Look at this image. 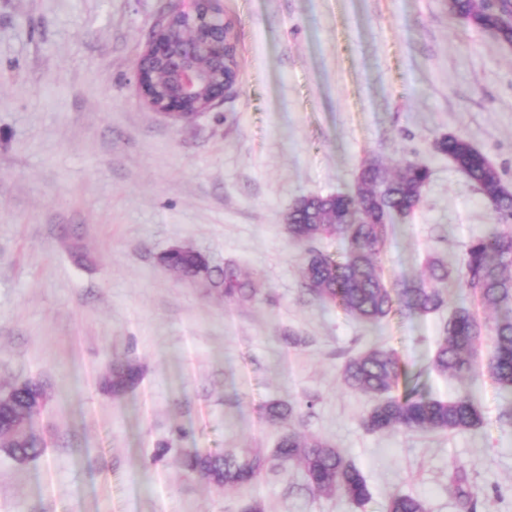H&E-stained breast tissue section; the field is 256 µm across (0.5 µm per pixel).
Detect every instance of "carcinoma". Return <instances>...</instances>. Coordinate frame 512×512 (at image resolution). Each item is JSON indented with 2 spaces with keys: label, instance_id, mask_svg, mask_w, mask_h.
Here are the masks:
<instances>
[{
  "label": "carcinoma",
  "instance_id": "cac0c4a2",
  "mask_svg": "<svg viewBox=\"0 0 512 512\" xmlns=\"http://www.w3.org/2000/svg\"><path fill=\"white\" fill-rule=\"evenodd\" d=\"M449 14L459 21L484 30H494L500 40L512 44V4L507 0H452ZM435 150L448 156L488 200L495 223L467 245L459 265L435 257L427 274L414 280L389 285L382 276L380 255L393 224L409 217L419 205L430 180L427 166L407 161L395 174L376 159L363 162L352 195L307 196L289 210L292 223L286 231L307 246L303 267L308 294L324 305L336 307L358 320L378 324L391 315L417 317L439 310L445 302L443 285L467 291L488 309L503 310L505 316L490 329L494 352L489 371L505 390H512V189L502 180L498 168L467 139L453 134L435 142ZM325 235L345 242L343 252L331 255L315 243ZM161 261L184 278L205 271L215 288L228 297L248 302L255 289L238 279L234 269L212 267L196 252L165 251ZM484 325L468 306L452 309L437 344L434 367L464 378L472 375ZM141 368L132 363H114L105 385L119 395L135 388ZM341 383L375 398L362 417L363 427L373 433L399 428L425 431H465L479 426L482 416L472 398L465 394L453 400H439L422 392L420 384L401 365L395 350L373 344L349 357L341 369ZM405 390L391 395L399 382ZM41 385L30 382L24 389L7 395L10 404L0 407V444L10 458L26 462L41 457L45 446L30 430L20 432L15 410ZM266 419L274 424L292 421V404L270 402ZM279 466L303 471L311 491L321 495L339 494L357 506L370 498L362 471L339 449L320 437H306L290 430L271 452L250 448L237 453L195 451L183 459L185 470L218 486L252 485L264 472ZM454 494L470 508L476 507L466 474L453 469L448 475ZM387 512H427L424 500L406 493L393 495Z\"/></svg>",
  "mask_w": 512,
  "mask_h": 512
}]
</instances>
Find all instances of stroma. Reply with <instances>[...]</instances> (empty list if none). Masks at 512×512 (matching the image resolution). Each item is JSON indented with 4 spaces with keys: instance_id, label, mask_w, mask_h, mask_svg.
<instances>
[{
    "instance_id": "1",
    "label": "stroma",
    "mask_w": 512,
    "mask_h": 512,
    "mask_svg": "<svg viewBox=\"0 0 512 512\" xmlns=\"http://www.w3.org/2000/svg\"><path fill=\"white\" fill-rule=\"evenodd\" d=\"M238 79L190 120L141 96L135 66L170 0H0V386L40 382L46 444L20 464L0 452V512H386L390 496L464 512L448 486L464 469L480 512H512V393L491 376L434 371L447 309L369 325L304 290L305 248L285 231L294 202L351 194L365 159L426 165L415 211L381 253L387 282L459 261L493 222L481 192L434 149L467 138L512 187V47L463 24L448 0H219ZM175 245L253 282L241 303L164 266ZM300 336V344L288 341ZM396 350L432 397H473L460 432L370 433L372 405L343 387L347 355ZM140 384L113 395L112 362ZM293 428L363 472L356 506L311 492L303 472L227 489L188 474L184 452L273 450ZM160 461H153L157 449Z\"/></svg>"
}]
</instances>
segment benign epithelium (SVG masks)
<instances>
[{
    "instance_id": "7a95c632",
    "label": "benign epithelium",
    "mask_w": 512,
    "mask_h": 512,
    "mask_svg": "<svg viewBox=\"0 0 512 512\" xmlns=\"http://www.w3.org/2000/svg\"><path fill=\"white\" fill-rule=\"evenodd\" d=\"M187 2L167 13L136 67L142 96L167 118L200 114L236 83L224 75L231 43L217 0Z\"/></svg>"
}]
</instances>
